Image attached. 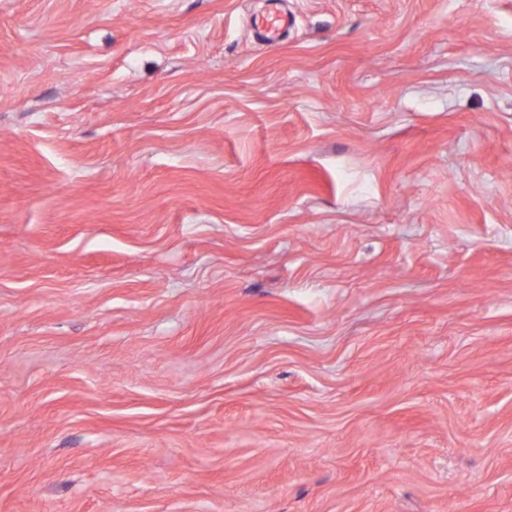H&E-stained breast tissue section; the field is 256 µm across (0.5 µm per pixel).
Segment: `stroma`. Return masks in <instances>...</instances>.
I'll use <instances>...</instances> for the list:
<instances>
[{
  "label": "stroma",
  "mask_w": 512,
  "mask_h": 512,
  "mask_svg": "<svg viewBox=\"0 0 512 512\" xmlns=\"http://www.w3.org/2000/svg\"><path fill=\"white\" fill-rule=\"evenodd\" d=\"M0 512H512V0H0Z\"/></svg>",
  "instance_id": "35a3bbf8"
}]
</instances>
